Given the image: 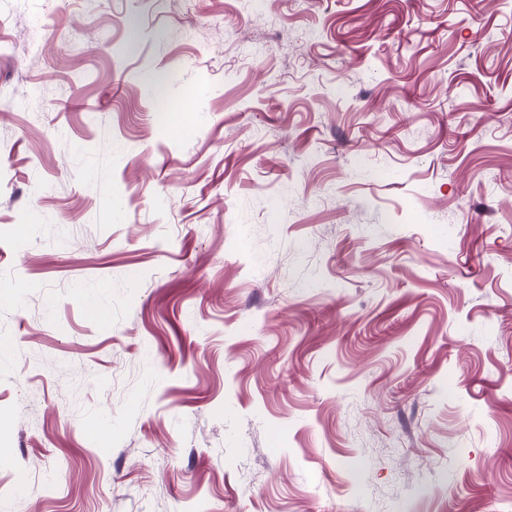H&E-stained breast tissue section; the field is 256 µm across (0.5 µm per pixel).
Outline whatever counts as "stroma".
<instances>
[{"mask_svg":"<svg viewBox=\"0 0 512 512\" xmlns=\"http://www.w3.org/2000/svg\"><path fill=\"white\" fill-rule=\"evenodd\" d=\"M0 35V512H512V0Z\"/></svg>","mask_w":512,"mask_h":512,"instance_id":"stroma-1","label":"stroma"}]
</instances>
